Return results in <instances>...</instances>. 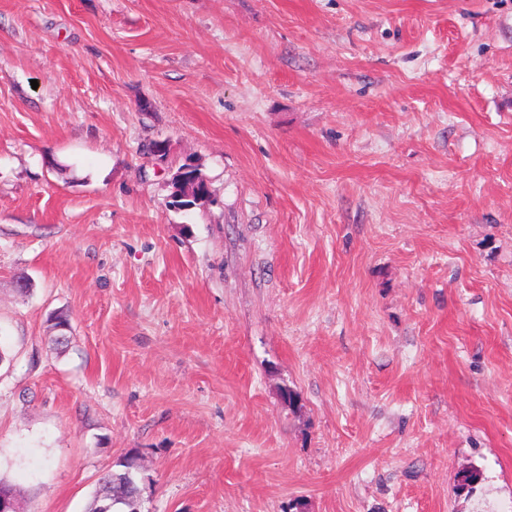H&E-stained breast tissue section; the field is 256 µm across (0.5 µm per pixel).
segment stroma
<instances>
[{
	"instance_id": "obj_1",
	"label": "stroma",
	"mask_w": 512,
	"mask_h": 512,
	"mask_svg": "<svg viewBox=\"0 0 512 512\" xmlns=\"http://www.w3.org/2000/svg\"><path fill=\"white\" fill-rule=\"evenodd\" d=\"M129 456L141 512H512V0H0V480ZM171 194L169 207L182 210L185 206H202L209 202L210 191L201 165L193 159H186L170 180ZM206 186V188H205Z\"/></svg>"
}]
</instances>
